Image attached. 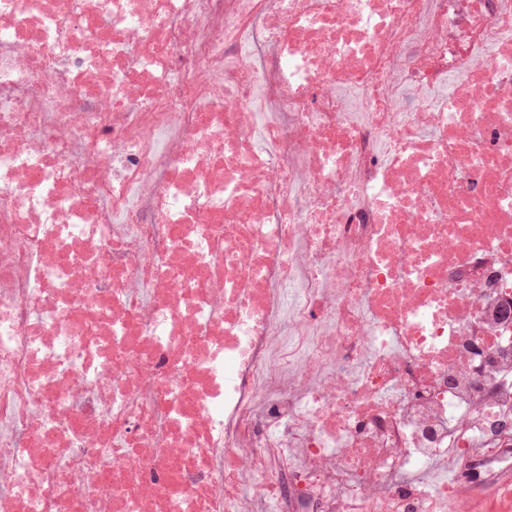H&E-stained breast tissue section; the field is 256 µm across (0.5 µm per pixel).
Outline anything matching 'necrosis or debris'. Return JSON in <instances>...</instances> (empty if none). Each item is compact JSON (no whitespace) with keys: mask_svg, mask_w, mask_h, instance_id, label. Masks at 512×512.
<instances>
[{"mask_svg":"<svg viewBox=\"0 0 512 512\" xmlns=\"http://www.w3.org/2000/svg\"><path fill=\"white\" fill-rule=\"evenodd\" d=\"M512 512V0H0V512Z\"/></svg>","mask_w":512,"mask_h":512,"instance_id":"obj_1","label":"necrosis or debris"}]
</instances>
